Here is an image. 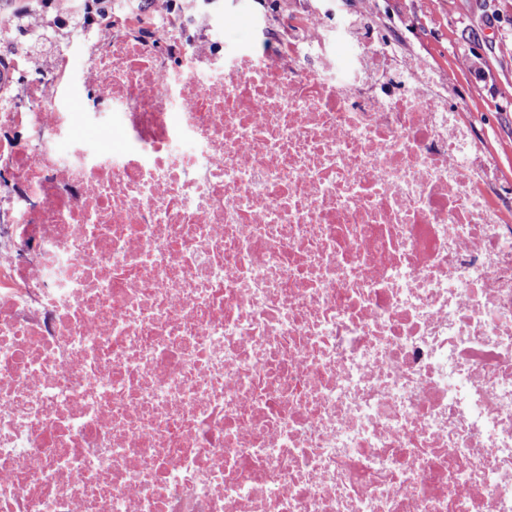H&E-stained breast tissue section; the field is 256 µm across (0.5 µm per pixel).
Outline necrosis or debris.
I'll return each instance as SVG.
<instances>
[{
	"label": "necrosis or debris",
	"instance_id": "1",
	"mask_svg": "<svg viewBox=\"0 0 512 512\" xmlns=\"http://www.w3.org/2000/svg\"><path fill=\"white\" fill-rule=\"evenodd\" d=\"M196 23L0 70L44 87L0 113V512H512V225L469 126L354 17L169 57ZM364 55L369 59L372 69L382 78L387 70L396 62V57L387 46L363 48Z\"/></svg>",
	"mask_w": 512,
	"mask_h": 512
}]
</instances>
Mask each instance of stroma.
<instances>
[{"label":"stroma","mask_w":512,"mask_h":512,"mask_svg":"<svg viewBox=\"0 0 512 512\" xmlns=\"http://www.w3.org/2000/svg\"><path fill=\"white\" fill-rule=\"evenodd\" d=\"M368 22L381 41H402L437 72H453L445 96L462 119L475 121L478 138L502 187L498 206L512 225V0H373ZM358 13L362 0H213L212 10L225 21L241 13H262L270 26L283 13L306 7ZM256 32L227 25L224 40L252 43ZM477 56L481 75L468 73L463 58Z\"/></svg>","instance_id":"stroma-1"}]
</instances>
